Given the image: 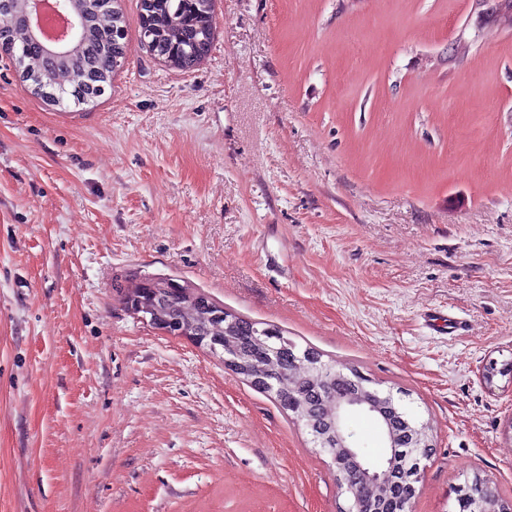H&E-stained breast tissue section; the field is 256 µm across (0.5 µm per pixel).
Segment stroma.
<instances>
[{"label": "stroma", "mask_w": 512, "mask_h": 512, "mask_svg": "<svg viewBox=\"0 0 512 512\" xmlns=\"http://www.w3.org/2000/svg\"><path fill=\"white\" fill-rule=\"evenodd\" d=\"M471 6L216 0L180 71L121 0L131 52L81 106L0 54V512H346L303 423L124 308L135 275L427 421L412 512L476 478L512 505V33Z\"/></svg>", "instance_id": "1"}]
</instances>
